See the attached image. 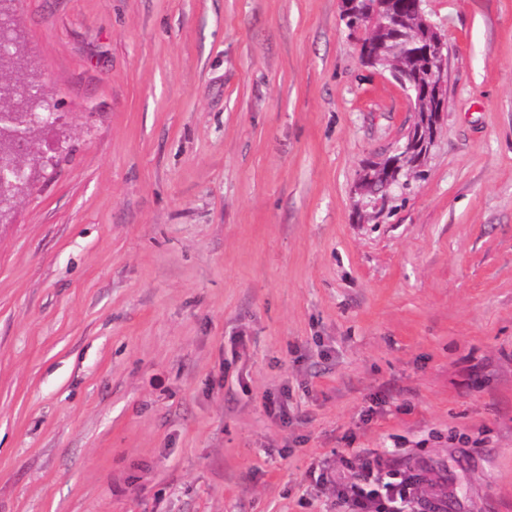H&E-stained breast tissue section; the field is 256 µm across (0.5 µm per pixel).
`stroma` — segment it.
<instances>
[{
  "label": "stroma",
  "mask_w": 512,
  "mask_h": 512,
  "mask_svg": "<svg viewBox=\"0 0 512 512\" xmlns=\"http://www.w3.org/2000/svg\"><path fill=\"white\" fill-rule=\"evenodd\" d=\"M4 7L63 122L0 217V512H336L365 452L512 512V0H423L444 106L382 195L413 112L339 0Z\"/></svg>",
  "instance_id": "obj_1"
}]
</instances>
